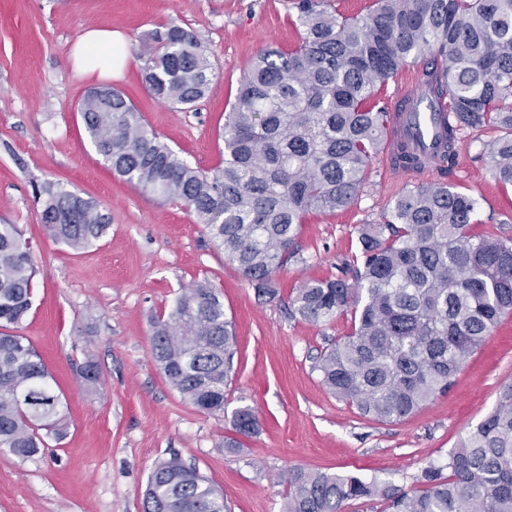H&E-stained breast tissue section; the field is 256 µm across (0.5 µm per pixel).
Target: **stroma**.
Instances as JSON below:
<instances>
[{"label": "stroma", "mask_w": 512, "mask_h": 512, "mask_svg": "<svg viewBox=\"0 0 512 512\" xmlns=\"http://www.w3.org/2000/svg\"><path fill=\"white\" fill-rule=\"evenodd\" d=\"M172 22L198 34L213 64L205 97L189 110L154 98L143 77L152 33ZM90 27L125 34L128 53L112 87L204 170L224 158V114L252 60L299 40L291 0H0V223L19 225L33 252V307L18 332L46 364L67 416L65 436L42 453L22 460L0 450V512H143L153 466L173 455L222 490L230 512H281L284 477L296 467L417 488L429 462L446 459L512 383V315L466 360L447 394L411 418L380 423L336 400L314 368L350 333V315L314 324L292 316L289 303L304 281L341 275L359 228L423 183L476 198L473 232L512 237V187L482 154L499 129L463 131L448 171L432 164L412 176L375 158L354 204L307 215L295 257L274 277L276 296L264 297L191 213L113 175L91 147L79 108L100 80L77 73L69 58ZM46 182L108 212L107 236L79 252L49 237L34 199ZM204 280L221 293L236 335L225 412L216 416L183 400L150 356L153 318ZM89 360L100 372L92 393L79 378ZM240 407L254 411L259 430L231 451L224 440Z\"/></svg>", "instance_id": "stroma-1"}]
</instances>
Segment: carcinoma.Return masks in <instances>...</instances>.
Wrapping results in <instances>:
<instances>
[{
    "mask_svg": "<svg viewBox=\"0 0 512 512\" xmlns=\"http://www.w3.org/2000/svg\"><path fill=\"white\" fill-rule=\"evenodd\" d=\"M299 31L289 51L261 50L240 81L224 121V164L192 166L110 86L90 88L80 112L105 165L141 191L179 203L214 246L264 295L294 256L310 213L358 198L384 148L388 112L378 93L406 66L448 112L437 156L397 140L396 161L419 170L455 162L458 134L487 126L495 177L512 185V0H373L348 18L331 0H291ZM145 81L179 109L200 101L212 63L199 36L175 23L153 35ZM49 236L79 251L103 238L111 217L98 204L48 182L37 193ZM476 201L445 183L414 187L378 224L342 276L296 289L291 313L319 324L352 313L351 333L320 355L321 384L379 422L400 421L444 394L500 318L512 314V238L471 233ZM352 279H347V274ZM36 266L17 224H0V447L22 459L62 438L66 415L53 378L30 341L14 333L33 305ZM224 299L207 282L184 289L156 318L151 357L197 410L224 413L235 356ZM88 389L97 365L80 370ZM234 431L258 430L251 408L233 412ZM284 512H343L378 499L387 512H512V384L443 464L433 462L405 491L376 477L296 469ZM143 512H224V495L174 456L149 474Z\"/></svg>",
    "mask_w": 512,
    "mask_h": 512,
    "instance_id": "1",
    "label": "carcinoma"
}]
</instances>
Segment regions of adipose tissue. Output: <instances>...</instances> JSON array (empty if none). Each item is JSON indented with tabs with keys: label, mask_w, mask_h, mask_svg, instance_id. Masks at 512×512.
<instances>
[{
	"label": "adipose tissue",
	"mask_w": 512,
	"mask_h": 512,
	"mask_svg": "<svg viewBox=\"0 0 512 512\" xmlns=\"http://www.w3.org/2000/svg\"><path fill=\"white\" fill-rule=\"evenodd\" d=\"M125 55L126 39L121 31L92 27L74 45L70 58L76 71L92 69L113 77Z\"/></svg>",
	"instance_id": "ef3b65f1"
}]
</instances>
